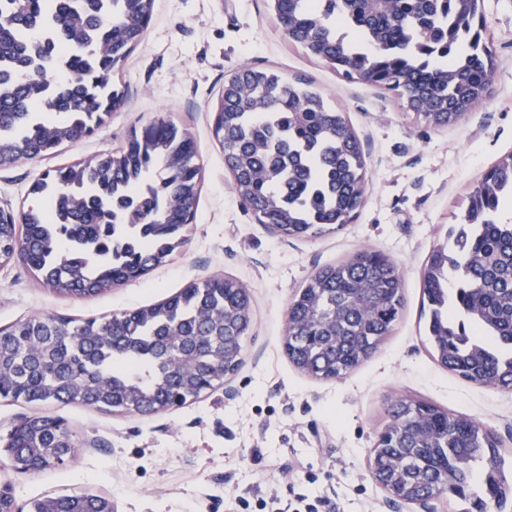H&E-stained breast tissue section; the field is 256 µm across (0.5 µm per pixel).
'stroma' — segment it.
Returning <instances> with one entry per match:
<instances>
[{"instance_id":"1","label":"stroma","mask_w":512,"mask_h":512,"mask_svg":"<svg viewBox=\"0 0 512 512\" xmlns=\"http://www.w3.org/2000/svg\"><path fill=\"white\" fill-rule=\"evenodd\" d=\"M497 70L491 94L458 125L418 119L391 91L348 81L288 43L271 0H156L142 42L117 78L126 101L93 136L44 159L0 168V208L30 204L45 171L119 148L132 128L168 116L195 139L203 185L186 243L142 278L87 299L43 288L23 264H0V326L36 313L109 316L170 296L217 274L241 281L253 320L243 362L191 405L142 416L74 404L0 397V479L23 512L43 495L104 493L117 512H264L329 496L332 512H422L375 483L369 458L400 398L468 416L512 450V392L483 387L439 366L421 320V269L459 223L470 187L512 152V0H485ZM275 67L311 79L345 112L367 164V190L351 223L324 235L283 239L258 224L232 191L211 136L224 80L238 66ZM361 247L403 272L404 304L376 352L343 378L318 380L283 346L288 304L317 267ZM63 420L78 443L64 468L8 469L3 446L25 416Z\"/></svg>"}]
</instances>
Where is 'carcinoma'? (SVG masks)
<instances>
[{
  "label": "carcinoma",
  "mask_w": 512,
  "mask_h": 512,
  "mask_svg": "<svg viewBox=\"0 0 512 512\" xmlns=\"http://www.w3.org/2000/svg\"><path fill=\"white\" fill-rule=\"evenodd\" d=\"M275 0L288 40L337 74L397 94L434 127L460 123L490 95L497 59L482 0ZM155 0H0V167L74 146L124 104L113 77L140 43ZM212 136L234 193L284 239L350 223L367 185L361 140L346 113L304 76L241 66L224 81ZM192 136L168 117L134 129L117 150L48 171L34 202L0 208V264L17 260L53 292L97 296L165 263L187 241L201 167ZM512 154L471 188L461 223L421 272L425 336L437 362L512 391ZM403 276L360 249L315 269L288 305L289 360L321 380L357 368L388 336ZM252 324L231 276L193 281L154 304L110 317L32 315L0 328V396L153 414L194 403L238 369ZM369 465L384 487L420 501L448 486L466 512H512L502 442L476 421L418 399L397 401ZM18 456L76 453L64 424L21 421ZM47 495L39 512H68Z\"/></svg>",
  "instance_id": "obj_1"
}]
</instances>
